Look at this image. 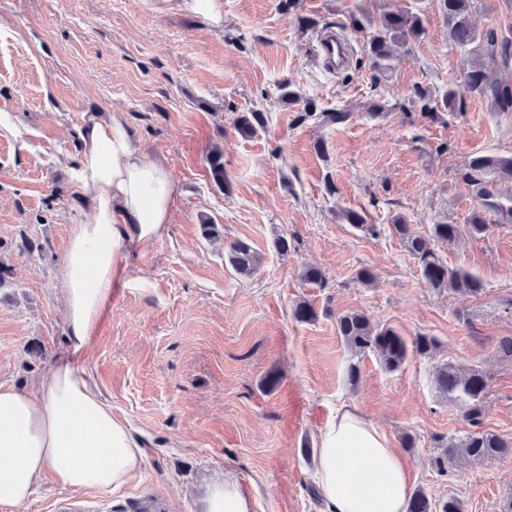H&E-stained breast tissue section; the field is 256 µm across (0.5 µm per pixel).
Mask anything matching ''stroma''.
<instances>
[{
  "instance_id": "stroma-1",
  "label": "stroma",
  "mask_w": 512,
  "mask_h": 512,
  "mask_svg": "<svg viewBox=\"0 0 512 512\" xmlns=\"http://www.w3.org/2000/svg\"><path fill=\"white\" fill-rule=\"evenodd\" d=\"M219 21L184 0H0V382L38 388L66 345L58 297L72 225L91 200L73 179L88 118L119 115L149 160L179 187L166 235L130 256L84 358L113 412L144 442L145 461L120 490L41 483L21 512H202L208 486L232 476L252 512H323L312 494L317 438L339 405L357 409L408 462L414 488L459 499L464 512H500L512 494V456L440 470L470 430L439 392L445 363L488 376L482 428L512 436V222L472 234L477 200L463 179L476 154H512V112L474 95L433 120L414 87L442 93L486 57L448 41L437 0H215ZM423 13L426 33L372 74L351 16ZM479 34L512 40V0H473ZM350 33L352 58L327 72L317 32ZM291 84L318 109L353 110L343 125L298 121L281 97ZM386 113L370 117L373 104ZM265 113L249 136L240 112ZM224 154L227 189L207 159ZM355 210L377 228L347 224ZM429 236L449 268L477 276L478 295L430 288L393 230L396 217ZM216 232L204 234L202 219ZM289 248L279 251L277 241ZM248 242L252 274L230 265ZM319 268L323 283L304 280ZM369 268L370 284L357 272ZM308 303L315 317L293 315ZM359 312L406 339L435 337L433 356L386 371L356 355L336 319ZM357 365L359 378L348 369ZM276 376L277 386L267 384ZM229 263L242 274L252 273L258 262L256 252L244 241H237L231 245Z\"/></svg>"
}]
</instances>
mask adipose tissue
Here are the masks:
<instances>
[{
    "label": "adipose tissue",
    "mask_w": 512,
    "mask_h": 512,
    "mask_svg": "<svg viewBox=\"0 0 512 512\" xmlns=\"http://www.w3.org/2000/svg\"><path fill=\"white\" fill-rule=\"evenodd\" d=\"M78 181L92 209L74 225L62 259L66 347L38 391L0 383V507L16 512L36 484L119 490L144 460L143 443L113 413L83 360L130 253L167 232L178 194L165 167L146 159L120 118L81 131ZM318 493L328 512H407L411 472L388 437L347 406L317 439ZM203 512H251L231 479L207 489Z\"/></svg>",
    "instance_id": "1"
}]
</instances>
